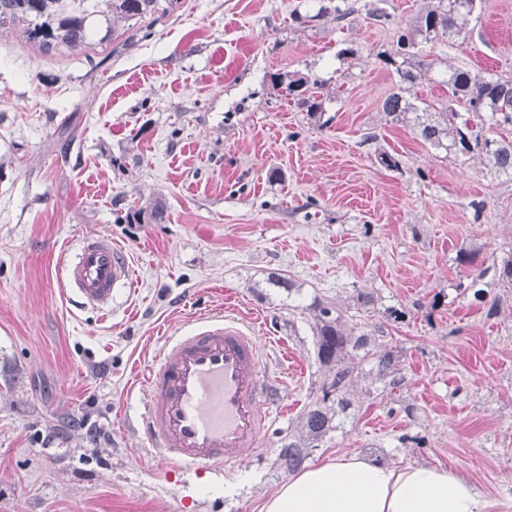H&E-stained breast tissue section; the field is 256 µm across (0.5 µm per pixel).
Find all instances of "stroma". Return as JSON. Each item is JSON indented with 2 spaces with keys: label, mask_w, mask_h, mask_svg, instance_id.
Here are the masks:
<instances>
[{
  "label": "stroma",
  "mask_w": 512,
  "mask_h": 512,
  "mask_svg": "<svg viewBox=\"0 0 512 512\" xmlns=\"http://www.w3.org/2000/svg\"><path fill=\"white\" fill-rule=\"evenodd\" d=\"M328 2L173 0L48 55L22 26L0 27V512H260L323 396L318 300L400 362L397 386L360 376L308 464L357 452L452 467L512 500V286L490 273L512 254V174L382 110L396 76L377 54L428 0H357L342 22L320 14ZM469 26L420 98L447 104L450 65L512 76V0H480ZM293 72L322 81L321 115L276 85ZM158 201L164 222L121 223ZM95 235L135 270L103 310L77 306L58 266ZM463 252L487 272L484 301L460 289ZM226 307L270 345L285 411L252 458L161 466L136 429L135 377L166 336Z\"/></svg>",
  "instance_id": "1"
}]
</instances>
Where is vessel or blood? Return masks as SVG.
<instances>
[{
	"label": "vessel or blood",
	"instance_id": "vessel-or-blood-1",
	"mask_svg": "<svg viewBox=\"0 0 512 512\" xmlns=\"http://www.w3.org/2000/svg\"><path fill=\"white\" fill-rule=\"evenodd\" d=\"M65 286L87 307L105 309L132 280L125 251L110 237L85 238L62 263ZM267 354L249 326L216 312L169 337L144 377L149 400L141 429L164 465L210 469L260 451L276 390Z\"/></svg>",
	"mask_w": 512,
	"mask_h": 512
}]
</instances>
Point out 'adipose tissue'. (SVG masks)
Masks as SVG:
<instances>
[{
  "instance_id": "adipose-tissue-1",
  "label": "adipose tissue",
  "mask_w": 512,
  "mask_h": 512,
  "mask_svg": "<svg viewBox=\"0 0 512 512\" xmlns=\"http://www.w3.org/2000/svg\"><path fill=\"white\" fill-rule=\"evenodd\" d=\"M491 507L458 469L393 467L350 453L289 478L263 512H491Z\"/></svg>"
}]
</instances>
